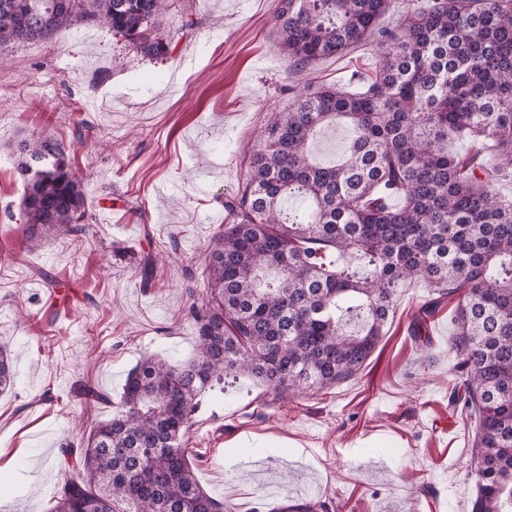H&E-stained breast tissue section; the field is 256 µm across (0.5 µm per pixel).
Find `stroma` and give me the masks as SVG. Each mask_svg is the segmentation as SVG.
<instances>
[{
    "label": "stroma",
    "instance_id": "35a3bbf8",
    "mask_svg": "<svg viewBox=\"0 0 512 512\" xmlns=\"http://www.w3.org/2000/svg\"><path fill=\"white\" fill-rule=\"evenodd\" d=\"M276 4L174 0L158 59L86 25L0 63V346L16 372L0 393V512H51L50 487L82 469L63 444L80 448L111 419L128 372L193 356L182 268H204L269 112L307 83L355 91L373 76L371 42L287 74ZM101 70L110 79L93 84ZM39 136L63 143L84 185L85 232L24 231L18 145ZM430 298L423 282L400 289L381 342L332 388L276 402L242 376L203 393L187 443L202 487L229 512L301 499L328 512H471L475 426L451 395L453 306L415 328Z\"/></svg>",
    "mask_w": 512,
    "mask_h": 512
}]
</instances>
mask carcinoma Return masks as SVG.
I'll list each match as a JSON object with an SVG mask.
<instances>
[{"label": "carcinoma", "mask_w": 512, "mask_h": 512, "mask_svg": "<svg viewBox=\"0 0 512 512\" xmlns=\"http://www.w3.org/2000/svg\"><path fill=\"white\" fill-rule=\"evenodd\" d=\"M391 0H279L278 48L292 73L368 41L375 76L356 92L308 84L272 112L192 303L196 354L145 360L112 418L90 434L82 472L53 512H225L198 483L185 436L198 396L247 374L280 399L352 377L372 354L399 289L456 301L453 399L475 418L472 512H512V0H418L378 26ZM170 0H0V58L18 44L99 25L144 57L170 53ZM349 139L316 161L321 130ZM491 143L495 159L449 142ZM26 231L79 230L85 195L63 144L23 141ZM399 198L400 204L389 200ZM0 348V393L14 386ZM348 130L343 127L328 128L321 132L314 145V153L316 159L323 164H332L337 161L342 154L344 146L347 142ZM335 136L338 138L335 149H329L326 143L329 138Z\"/></svg>", "instance_id": "1"}]
</instances>
